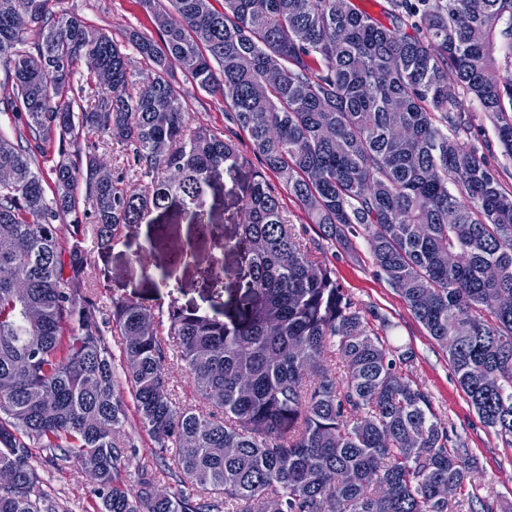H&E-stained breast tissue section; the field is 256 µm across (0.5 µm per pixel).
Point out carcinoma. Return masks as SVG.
Masks as SVG:
<instances>
[{"label":"carcinoma","mask_w":512,"mask_h":512,"mask_svg":"<svg viewBox=\"0 0 512 512\" xmlns=\"http://www.w3.org/2000/svg\"><path fill=\"white\" fill-rule=\"evenodd\" d=\"M52 0H0V512H67L42 488L45 462L75 461L96 481V512H483L469 492L474 459L326 262L297 241L277 178L320 235L364 238L374 265L448 353L485 426L512 446V193L465 141L469 103L512 156V0H388V28L352 0H139L158 37L126 44L153 63L137 91L131 57ZM29 11L38 40L12 25ZM97 54L112 85L74 111L75 65ZM219 94L250 154L206 127L188 130L173 66ZM503 69L507 77L491 73ZM93 129L127 166L106 184L66 146ZM58 144L44 176L39 158ZM258 159L256 168L252 159ZM145 180L126 182L127 172ZM249 174L237 211L248 267L244 303L224 316L176 303L167 318L132 299L104 305L87 285L86 240L177 202L197 215L215 181ZM74 215L70 223L65 218ZM172 349L199 400L174 398ZM130 394L159 472L181 489L155 496L156 473L122 478L137 445ZM456 496L448 497V485Z\"/></svg>","instance_id":"obj_1"}]
</instances>
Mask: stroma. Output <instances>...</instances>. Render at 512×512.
Listing matches in <instances>:
<instances>
[{
	"mask_svg": "<svg viewBox=\"0 0 512 512\" xmlns=\"http://www.w3.org/2000/svg\"><path fill=\"white\" fill-rule=\"evenodd\" d=\"M53 9L81 17L117 42L123 41L129 28L152 29L138 0H55ZM173 75L184 93L190 127L233 135L240 150H248V138L235 131L225 113L223 97L197 90L181 70H174ZM283 206L302 243L335 268L337 280L362 313L388 322L390 346L412 353L416 381L430 395L442 418L453 424L454 439L463 442L476 461L475 485L480 492L493 493L494 512H512V447L482 424L456 382L446 351L427 335L373 265L363 238H351L346 246L322 239L295 199L284 198ZM237 209L235 198L212 190L203 215L210 224L207 234H200L198 225L178 210H159L143 223L124 228L109 249L88 245L91 287L101 299L131 298L160 315L173 300L181 307L212 314L234 309L249 279L238 253L224 248L225 241L238 234ZM175 251L183 252L184 258L172 266L168 257ZM213 257L223 259L224 273L203 280L200 269ZM36 468L44 489L69 512H94L93 483L82 466L72 462L57 470L40 462Z\"/></svg>",
	"mask_w": 512,
	"mask_h": 512,
	"instance_id": "obj_1",
	"label": "stroma"
}]
</instances>
